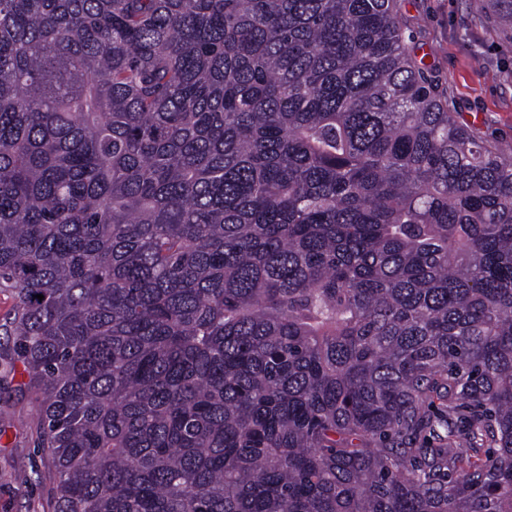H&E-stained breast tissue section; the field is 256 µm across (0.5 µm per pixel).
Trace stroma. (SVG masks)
<instances>
[{
  "instance_id": "obj_1",
  "label": "stroma",
  "mask_w": 512,
  "mask_h": 512,
  "mask_svg": "<svg viewBox=\"0 0 512 512\" xmlns=\"http://www.w3.org/2000/svg\"><path fill=\"white\" fill-rule=\"evenodd\" d=\"M416 63L448 93L459 122L512 146V24L493 0H396ZM0 335V512H50L51 483L34 422L38 401Z\"/></svg>"
}]
</instances>
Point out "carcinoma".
<instances>
[{
  "label": "carcinoma",
  "instance_id": "obj_1",
  "mask_svg": "<svg viewBox=\"0 0 512 512\" xmlns=\"http://www.w3.org/2000/svg\"><path fill=\"white\" fill-rule=\"evenodd\" d=\"M0 288L52 512H512V149L394 0H0Z\"/></svg>",
  "mask_w": 512,
  "mask_h": 512
}]
</instances>
